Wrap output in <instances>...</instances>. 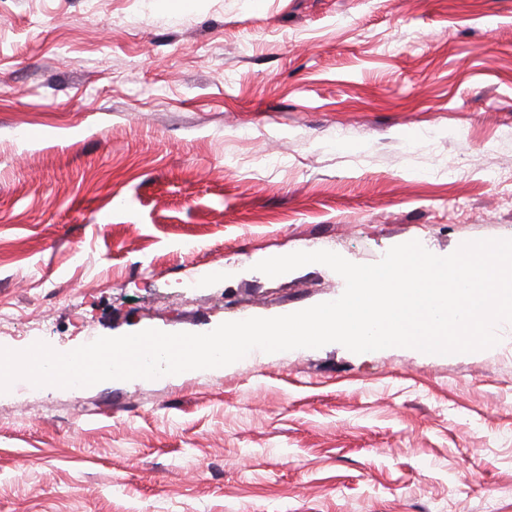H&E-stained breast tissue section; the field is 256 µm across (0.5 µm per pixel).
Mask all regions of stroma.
Returning <instances> with one entry per match:
<instances>
[{"label": "stroma", "mask_w": 512, "mask_h": 512, "mask_svg": "<svg viewBox=\"0 0 512 512\" xmlns=\"http://www.w3.org/2000/svg\"><path fill=\"white\" fill-rule=\"evenodd\" d=\"M512 0H0V347L206 333L512 239ZM202 267L212 276L185 293ZM492 348L0 393V512H512Z\"/></svg>", "instance_id": "35a3bbf8"}]
</instances>
